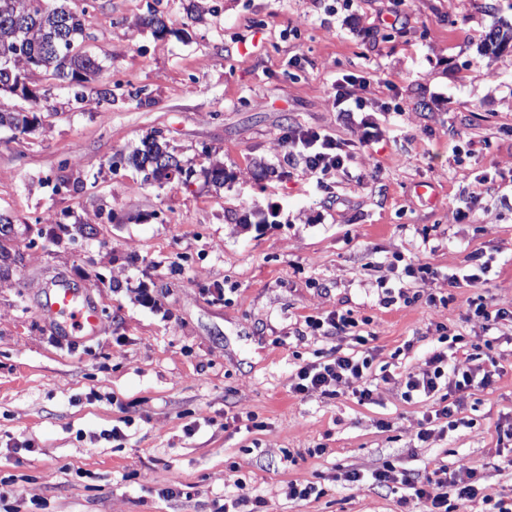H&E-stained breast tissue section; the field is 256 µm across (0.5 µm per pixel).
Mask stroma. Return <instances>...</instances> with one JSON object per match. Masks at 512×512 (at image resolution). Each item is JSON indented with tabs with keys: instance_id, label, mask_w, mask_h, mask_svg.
<instances>
[{
	"instance_id": "stroma-1",
	"label": "stroma",
	"mask_w": 512,
	"mask_h": 512,
	"mask_svg": "<svg viewBox=\"0 0 512 512\" xmlns=\"http://www.w3.org/2000/svg\"><path fill=\"white\" fill-rule=\"evenodd\" d=\"M111 102L89 106L41 71L31 130L0 128V512H219L245 483L262 512H425L391 461L481 471L512 498L499 442L512 424V327L468 316L448 271L494 259L482 290L512 310V0H68ZM158 10L167 32L138 20ZM354 79L363 108L334 83ZM314 128L351 154L318 187L282 131ZM191 175L161 186L127 158L152 132ZM78 164H70L71 153ZM118 166H111V159ZM224 169V184L202 171ZM90 223L93 233L74 235ZM426 263L437 277H402ZM98 307L66 339L41 308L59 281ZM406 287L414 302L387 303ZM455 294L448 305L429 296ZM352 311L373 338L370 403L347 382L294 394L299 366L350 353L308 321ZM493 339V384L465 395L456 430L405 379L442 351L438 326ZM119 438H111V431ZM427 440H419L421 431ZM361 473L350 481L351 473ZM310 484L322 496L290 497ZM176 494H168V487Z\"/></svg>"
}]
</instances>
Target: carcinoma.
I'll return each mask as SVG.
<instances>
[{"instance_id": "1", "label": "carcinoma", "mask_w": 512, "mask_h": 512, "mask_svg": "<svg viewBox=\"0 0 512 512\" xmlns=\"http://www.w3.org/2000/svg\"><path fill=\"white\" fill-rule=\"evenodd\" d=\"M84 24L66 5V0H0V92L5 71L13 83L27 79L32 69H42L61 88L81 86L100 72L97 60L81 49ZM80 99L99 104L112 100V85L92 87ZM31 124L25 111H0V126L25 134ZM136 167L149 169L148 176L161 184L181 181L185 170L170 155L158 135L142 140L130 157Z\"/></svg>"}]
</instances>
